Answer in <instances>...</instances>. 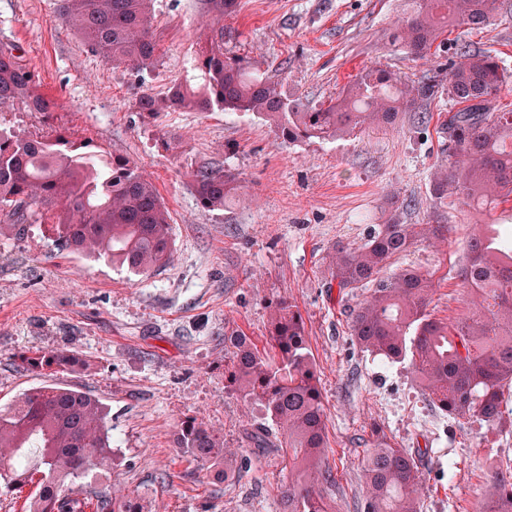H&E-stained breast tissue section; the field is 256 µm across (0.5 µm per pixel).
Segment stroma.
Instances as JSON below:
<instances>
[{
	"label": "stroma",
	"instance_id": "stroma-1",
	"mask_svg": "<svg viewBox=\"0 0 512 512\" xmlns=\"http://www.w3.org/2000/svg\"><path fill=\"white\" fill-rule=\"evenodd\" d=\"M411 9V0H240L224 20V53L279 79L289 99L318 106L369 68L429 77L466 43L497 55L506 82L495 104L512 109V0L489 25L456 28L423 59L389 41ZM207 18L203 0H155L158 62L138 73L89 52L59 21L57 0H0V42L20 47L56 102L47 115L0 105V129L58 131L135 160L169 210L175 248L171 264L136 274L106 258L57 254L47 224L0 230V409L33 387H76L106 405L112 434L111 470L89 472L84 487L136 498L143 512H277L278 454H252L248 473L218 480L182 455L175 431L197 418L242 451L243 429L267 424L264 407L224 376V336L264 344L271 307L285 300L302 314L319 376L332 512H357L366 492L361 439L376 426L423 449V512H477L488 475L512 466V427L445 417L408 362L362 351L349 324L366 293L329 289L325 268L336 242L363 243L392 203L407 224L447 214L448 242L418 245L394 266L431 274L432 315L456 319L470 307L460 242L478 224L512 228V202L482 212L453 197L442 208L431 196L448 145L438 118L454 108L444 88L418 105L432 115L427 127L406 113L396 128L327 140L283 141L271 119L251 112L137 111L142 93L161 97L193 76ZM202 164L238 180L224 209L196 200L192 174ZM62 347L79 356L75 370L51 377L23 361Z\"/></svg>",
	"mask_w": 512,
	"mask_h": 512
}]
</instances>
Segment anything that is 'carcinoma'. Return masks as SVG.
<instances>
[{
  "label": "carcinoma",
  "instance_id": "cac0c4a2",
  "mask_svg": "<svg viewBox=\"0 0 512 512\" xmlns=\"http://www.w3.org/2000/svg\"><path fill=\"white\" fill-rule=\"evenodd\" d=\"M155 0H60L61 23L94 53L116 67L137 72L157 63L153 30ZM212 20L238 12L240 0H205ZM390 42L415 58L426 57L445 33L487 25L499 0H415ZM445 69L448 97L457 106L443 122L446 158L430 182L431 196H452L483 211L512 199V110L491 111L505 70L490 52L456 47ZM202 83L176 84L163 98L143 93L140 112H254L276 122L287 141L328 139L362 128L393 126L399 115L436 94L435 79L412 81L383 69L362 72L334 101L308 110L284 96L281 83L261 76L239 58L224 55V28L212 30L199 52ZM24 103L48 114L55 101L37 90L34 68L19 48L0 44V104ZM200 206L220 210L238 195L236 177L200 166L193 172ZM0 221L16 233L26 225L49 224L61 253L110 258L134 273L169 265L174 258L170 215L151 178L127 157L106 158L101 146L54 135L0 131ZM451 224H404L394 213L360 245L338 243L328 256L329 284L339 292L373 287L354 310L350 332L363 351L391 362L409 361L429 401L456 420L476 418L491 427L504 422L501 407L512 395V246L485 231L463 241V287L474 307L455 321L431 317L433 282L402 269L385 276L394 260L418 243L447 239ZM227 380L239 394L261 403L274 430L250 435L255 448H275L288 475L279 489V512H330L325 487L326 413L319 379L295 306L272 307L266 345L245 336L224 337ZM52 375L75 368L67 350L24 358ZM177 448L219 475H240L248 459L224 448L223 436L203 421L181 422ZM419 455L391 442L381 429L365 453L367 487L362 512H422ZM112 466L106 407L87 392L43 385L22 393L0 411V487L12 493L32 484L25 512H142L138 501L107 490L84 493L75 481L93 468ZM480 512H512V470L492 473L481 492Z\"/></svg>",
  "mask_w": 512,
  "mask_h": 512
}]
</instances>
